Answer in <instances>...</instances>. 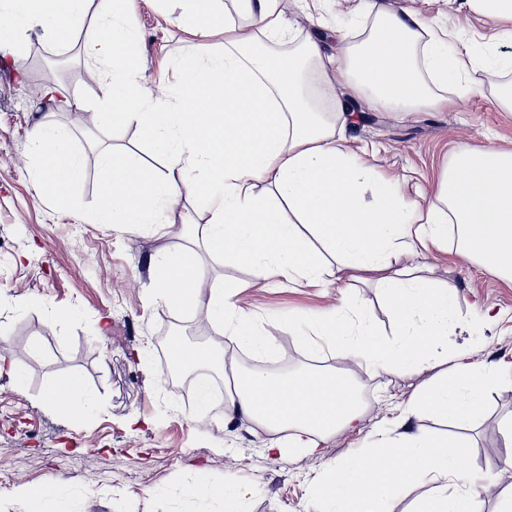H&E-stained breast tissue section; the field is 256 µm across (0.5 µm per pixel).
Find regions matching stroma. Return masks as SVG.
<instances>
[{
  "mask_svg": "<svg viewBox=\"0 0 512 512\" xmlns=\"http://www.w3.org/2000/svg\"><path fill=\"white\" fill-rule=\"evenodd\" d=\"M388 2L397 10L413 8L427 26L448 29L475 59L499 60L480 72L463 105L445 111L428 105L404 111L374 107L344 97L333 77L312 96L322 123L345 137L361 161L396 176L409 200L425 209L436 201L437 182L454 147L512 148V110L498 100L501 88L512 83L506 65L512 40L502 35L506 22L459 0ZM133 7L152 93L174 81V64L189 48L204 50L224 41L220 33L204 37L176 30L175 0H134ZM282 8L290 27L276 46L281 53L301 52L315 34L324 53L343 56L378 22L367 9L347 15L335 0H283ZM52 54L69 59L66 88L86 100L81 113L31 91ZM95 67L81 39L62 45L41 29L19 32L15 48L0 50V80L13 85L11 95L0 98V355L6 358L0 366V462L11 468L9 479L0 483V512H36L19 487L58 481L67 491L56 512H224L221 500L180 497L181 486L200 469L213 483L232 477L248 489L245 512H317V488L328 467L365 451L372 432L388 426L441 369L426 364L387 373L337 348L310 350L293 330L280 326L288 316L302 320L330 313L345 297L359 301L366 320L389 332V309L370 273L342 288L303 282L265 287L250 268L203 256L208 285L243 282L237 305L276 339V351L265 358L235 349L201 315L163 304L155 293V261L174 244L194 246L210 212L202 199L186 196L171 228L92 222L102 149L131 153L157 171L165 169L137 127L102 126ZM340 99L347 106L343 115L334 110ZM47 117L69 129L85 156V177L71 209L56 205L32 175L29 133ZM180 224L187 227L182 239L176 231ZM457 245L456 231H449L447 242L422 251L416 263L422 275L459 297L445 338L449 355L485 369L494 382L470 425L459 428L425 416L419 427L426 435L448 433L466 442L477 512H499L503 498L512 495V449L499 434L512 420V282L462 259ZM164 336L180 337L190 348L231 351L246 373L283 356L290 374L344 370L357 382L362 420L327 436L315 454L291 450L269 456L271 433L250 421H193L177 387L160 371L157 343ZM17 368L24 374L20 383L13 375ZM67 375L80 377L93 396L84 414L63 413L41 397L49 380Z\"/></svg>",
  "mask_w": 512,
  "mask_h": 512,
  "instance_id": "obj_1",
  "label": "stroma"
}]
</instances>
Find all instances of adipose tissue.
<instances>
[{
	"instance_id": "ef3b65f1",
	"label": "adipose tissue",
	"mask_w": 512,
	"mask_h": 512,
	"mask_svg": "<svg viewBox=\"0 0 512 512\" xmlns=\"http://www.w3.org/2000/svg\"><path fill=\"white\" fill-rule=\"evenodd\" d=\"M98 25L83 30L90 2ZM177 27L208 36L225 26L221 0H179ZM128 0H0V47L13 45L19 31L40 27L59 42L85 31L87 52L102 63L98 105L104 126L137 125L167 171L156 174L134 155L100 156L98 224L140 228L170 224L178 199H204L211 214L202 236L207 251L251 267L257 278L343 281L355 273L375 274L393 319L390 336L366 326L359 306L341 303L328 317L310 319L300 339L309 349L342 347L389 373L447 360L439 339L447 335L459 299L454 289L414 274L408 261L420 248L458 234L460 257L477 261L512 280V150L460 145L438 184V203L419 211L407 201L397 177L361 162L318 120L301 92L302 58L274 51H247L249 34L225 38L206 52L190 51L177 64V80L155 97L143 82L136 24ZM383 22L361 51L345 60L322 55L308 40L307 56L316 79L336 70L350 96L372 104L407 108L422 103L445 108L464 101L481 69L447 30L425 28L410 9L377 5ZM37 160L34 174L60 206L75 201L84 177L82 156L64 127L38 123L29 136ZM269 177L294 214L258 198L255 181ZM335 258L328 266L323 254ZM240 282L205 289L204 273L184 249L164 253L156 293L168 306L201 310L211 326L243 350L261 357L275 343L252 316L233 302ZM489 374L462 363L420 391L392 425L397 436L380 432L368 452L336 462L318 487L325 512H375L376 503L397 496L416 477L432 486L417 512H476L466 494L449 497V482L471 483L464 446L431 439L413 425L430 414L460 424L483 401ZM197 422L215 416H244L290 444L273 441L275 454L287 447L316 452L320 439L361 415L350 377L342 372L275 378L254 372L233 381L223 404L212 399L209 377L195 386ZM46 402L70 414L87 409L89 391L79 378L48 382ZM193 499L217 497L224 512H240L244 489L227 481L216 486L207 473L181 489Z\"/></svg>"
}]
</instances>
